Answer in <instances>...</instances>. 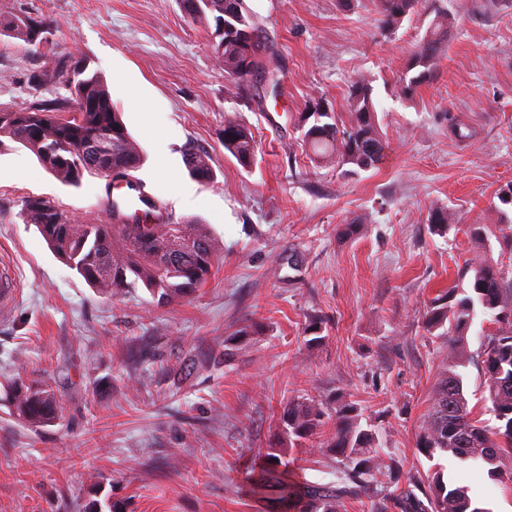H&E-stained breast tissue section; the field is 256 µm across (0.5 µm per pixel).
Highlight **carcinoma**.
Here are the masks:
<instances>
[{
	"mask_svg": "<svg viewBox=\"0 0 512 512\" xmlns=\"http://www.w3.org/2000/svg\"><path fill=\"white\" fill-rule=\"evenodd\" d=\"M181 4L193 20H213L214 45L224 44L223 52L215 56L224 65L226 77L239 92L259 96L254 76L267 67L276 68L277 53L247 0H181ZM420 6L432 19L400 80L405 95L432 77L436 61L448 50L453 21L436 0H381V23L386 29L396 27ZM0 28L29 45L49 46L50 26L43 20L15 17L6 23L0 20ZM52 79L71 97L64 102L46 99L39 92L42 83L34 84L32 100L26 106L0 107V138L30 150L46 170L67 185H78L86 173L105 176L87 164L80 151L82 142L94 140L102 132L111 135L113 164L122 167L113 175L125 180L138 170L143 152L128 133L103 78L89 72L86 61L79 58L58 69ZM83 93L93 107L78 106ZM346 109L347 125L329 111L309 116L303 112L299 120L305 121L303 141L311 150L312 162L346 166L356 174L377 167L384 155L371 88L365 81L351 84ZM224 150L243 166L255 162V138L236 113L224 116ZM183 160L193 180L213 182L215 174L207 152L188 143ZM21 217L36 227L70 269L98 293L112 297L144 288L159 304L186 298L211 275L222 251L221 241L208 225L196 220L182 224L83 223L44 196L27 197ZM428 223L431 231L441 235L457 218L447 207L437 206L429 212ZM470 237L478 252L469 264L474 273L471 293L461 296L459 289L450 288L423 315L426 332L432 335L439 330L448 343V369L437 380L431 412L416 437V446L429 458L438 452L449 453L465 462L486 464L489 476L501 478L505 475L495 464L512 454V277L482 257L487 240L484 225H471ZM478 312L492 325L481 331L478 357L484 391L499 421L496 427L468 409L463 376L456 371L468 359L467 332ZM251 335V327L244 326L224 340V357L231 358ZM9 403L17 418L31 427L58 418L56 395L46 383L15 385ZM327 422L333 425L330 441L310 451L334 460L341 476L334 484L302 483L290 468L288 455ZM374 442V432L361 426V409L344 395L337 393L327 402L294 398L280 413L277 438L261 453L259 477H247V491L268 500L272 512H340L346 497L361 492L384 497L387 487L378 476L398 472L400 465L393 459L385 462ZM505 477L512 481V472ZM392 503L399 512H487L476 506L467 487L449 484L439 475L427 486L420 477L407 475Z\"/></svg>",
	"mask_w": 512,
	"mask_h": 512,
	"instance_id": "obj_1",
	"label": "carcinoma"
}]
</instances>
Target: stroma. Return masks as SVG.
I'll return each instance as SVG.
<instances>
[{"mask_svg":"<svg viewBox=\"0 0 512 512\" xmlns=\"http://www.w3.org/2000/svg\"><path fill=\"white\" fill-rule=\"evenodd\" d=\"M443 4L454 19L448 50L406 96L399 78L427 27L423 12L388 31L380 0H249L280 68L279 95L259 106L216 61L213 24L191 19L180 0H0V18L54 23L50 53L0 31V106L24 107L43 74L86 59L145 152L138 178L177 220L211 225L223 244L212 276L172 305L141 288L99 295L21 209L41 195L104 222L105 179L68 186L21 145L0 146V266L17 283L0 316V512H84L92 501L119 512H268L244 477L277 434L281 404L338 391L403 471L443 468L486 512H512V482L416 448L448 366L422 314L448 287L470 288L467 225H485L487 260L512 270L495 212L512 184V0ZM358 79L372 88L385 156L356 175L315 167L294 119L314 99L343 112ZM228 112L256 137L252 167L224 149ZM457 124L471 138L457 139ZM189 142L209 153L213 183L188 176ZM187 191L190 204H178ZM437 205L460 219L443 235L428 225ZM359 220L361 234L341 235ZM315 315L326 339L309 346L303 329ZM248 324L259 335L225 358V339ZM482 326L474 319L459 371L469 406L490 421ZM18 381L52 386L55 423L17 419L7 392Z\"/></svg>","mask_w":512,"mask_h":512,"instance_id":"obj_1","label":"stroma"}]
</instances>
